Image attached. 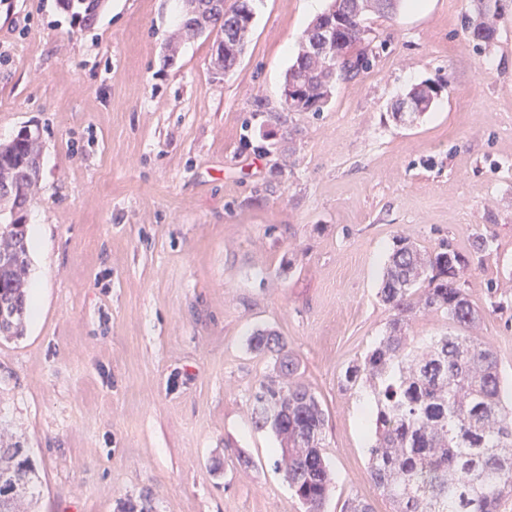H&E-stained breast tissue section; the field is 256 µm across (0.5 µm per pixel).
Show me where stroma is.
Segmentation results:
<instances>
[{
	"label": "stroma",
	"mask_w": 512,
	"mask_h": 512,
	"mask_svg": "<svg viewBox=\"0 0 512 512\" xmlns=\"http://www.w3.org/2000/svg\"><path fill=\"white\" fill-rule=\"evenodd\" d=\"M424 2L371 14L383 51L315 113L285 111L282 84L329 0H252L223 74L203 36L169 57L182 0H105L87 24L0 0V142L43 141L26 211L40 316L0 342V424L38 470V512H305L253 423L273 369L258 330L325 410L324 512L351 496L391 512L368 474L370 391L345 371L387 332L401 237L463 257L471 334L512 394V11L480 44L473 0ZM424 81L440 97L398 118Z\"/></svg>",
	"instance_id": "1"
}]
</instances>
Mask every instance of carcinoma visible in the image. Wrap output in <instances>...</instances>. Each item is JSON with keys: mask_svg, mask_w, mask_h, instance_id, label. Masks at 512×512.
Segmentation results:
<instances>
[{"mask_svg": "<svg viewBox=\"0 0 512 512\" xmlns=\"http://www.w3.org/2000/svg\"><path fill=\"white\" fill-rule=\"evenodd\" d=\"M104 0H59L72 16L94 20ZM374 0H332L305 30L285 84L299 92V112H320L338 80L370 68L376 55L368 38V13L393 14ZM479 20L465 23L474 40L489 43L498 14L477 0ZM184 18L168 44L170 56L185 40L215 34L224 45L211 56L217 71L236 66L252 36L250 0H183ZM332 25L335 64L311 53L320 29ZM41 136L24 129L0 144V341L24 333L30 260L24 209L38 188ZM461 258L447 245L424 252L404 239L388 259L380 291L394 312L389 332L361 361L349 366L347 383L365 384L373 396L374 441L368 448L370 480L393 512H500L512 497V407L494 350L469 335L482 317L459 287ZM448 317L456 333L427 340L409 336L407 317L416 312ZM251 346L271 354L286 388L271 375L253 393L255 425L277 438L285 479L306 506L323 512L332 475L323 454L325 410L296 380L298 363L281 337L252 334ZM38 476L18 442L0 440V512H35Z\"/></svg>", "mask_w": 512, "mask_h": 512, "instance_id": "1", "label": "carcinoma"}]
</instances>
